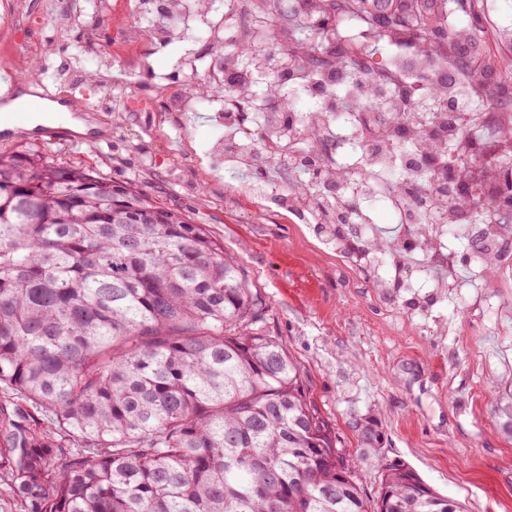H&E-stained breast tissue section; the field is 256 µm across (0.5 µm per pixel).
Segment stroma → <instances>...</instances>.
<instances>
[{
  "mask_svg": "<svg viewBox=\"0 0 512 512\" xmlns=\"http://www.w3.org/2000/svg\"><path fill=\"white\" fill-rule=\"evenodd\" d=\"M128 29L124 0H0V77L30 74L43 99L99 126L91 139L0 133V152L92 166L206 225L263 298V328L298 363L368 498L383 469L401 464L466 512H512V266L435 293L416 268L417 305L391 296L378 285L390 264L352 266L255 195V176L214 157L218 102L173 111L189 81L210 77L223 17L199 18L165 46H127Z\"/></svg>",
  "mask_w": 512,
  "mask_h": 512,
  "instance_id": "stroma-1",
  "label": "stroma"
}]
</instances>
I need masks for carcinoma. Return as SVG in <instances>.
Masks as SVG:
<instances>
[{"label": "carcinoma", "instance_id": "carcinoma-1", "mask_svg": "<svg viewBox=\"0 0 512 512\" xmlns=\"http://www.w3.org/2000/svg\"><path fill=\"white\" fill-rule=\"evenodd\" d=\"M440 2L320 0L317 27L277 21L265 45L284 72L334 71L361 53L336 41L334 18L357 12L377 40L411 32L420 54L446 56L482 13L460 3L461 33ZM239 44L254 64L265 56L250 29ZM215 57L220 77L186 93L248 99L219 44ZM313 186L336 194V172L295 190ZM415 237L430 260L433 230L421 222ZM348 245L393 252L386 237ZM263 314L237 260L185 213L90 166L0 153V512H463L400 465L369 500L298 365L256 327Z\"/></svg>", "mask_w": 512, "mask_h": 512}]
</instances>
